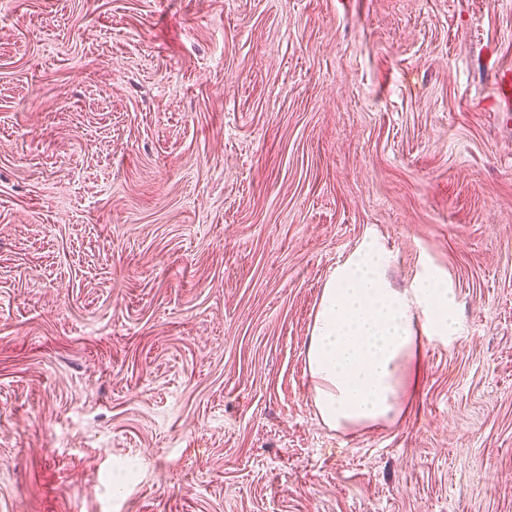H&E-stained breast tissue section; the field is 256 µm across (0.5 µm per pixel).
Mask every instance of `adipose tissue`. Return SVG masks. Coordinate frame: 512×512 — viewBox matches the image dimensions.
Segmentation results:
<instances>
[{"mask_svg":"<svg viewBox=\"0 0 512 512\" xmlns=\"http://www.w3.org/2000/svg\"><path fill=\"white\" fill-rule=\"evenodd\" d=\"M388 265L377 242L364 241L322 290L306 360L313 403L329 428L395 422L417 390L424 339L462 330L455 293L441 277L396 288Z\"/></svg>","mask_w":512,"mask_h":512,"instance_id":"obj_1","label":"adipose tissue"}]
</instances>
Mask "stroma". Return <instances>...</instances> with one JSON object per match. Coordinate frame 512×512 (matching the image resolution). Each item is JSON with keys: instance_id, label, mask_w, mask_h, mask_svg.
<instances>
[{"instance_id": "35a3bbf8", "label": "stroma", "mask_w": 512, "mask_h": 512, "mask_svg": "<svg viewBox=\"0 0 512 512\" xmlns=\"http://www.w3.org/2000/svg\"><path fill=\"white\" fill-rule=\"evenodd\" d=\"M512 0H0V512H512ZM454 290L333 430L363 239ZM388 265L377 242L363 241L322 290L306 360L314 406L331 429L395 422L416 393L424 338L462 330L441 277L394 288Z\"/></svg>"}]
</instances>
